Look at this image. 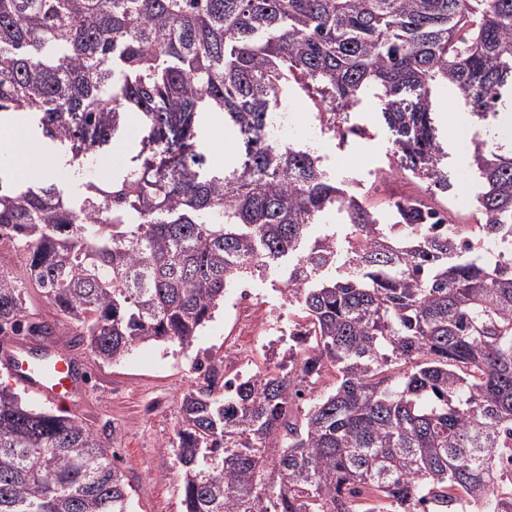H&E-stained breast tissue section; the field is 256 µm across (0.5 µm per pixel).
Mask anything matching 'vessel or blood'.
<instances>
[{
    "mask_svg": "<svg viewBox=\"0 0 512 512\" xmlns=\"http://www.w3.org/2000/svg\"><path fill=\"white\" fill-rule=\"evenodd\" d=\"M0 357L4 358L16 380L45 399L60 402L73 395L77 387L74 359L52 350L40 363L32 362L21 336L0 338Z\"/></svg>",
    "mask_w": 512,
    "mask_h": 512,
    "instance_id": "1",
    "label": "vessel or blood"
}]
</instances>
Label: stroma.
Here are the masks:
<instances>
[{
    "label": "stroma",
    "instance_id": "obj_1",
    "mask_svg": "<svg viewBox=\"0 0 512 512\" xmlns=\"http://www.w3.org/2000/svg\"><path fill=\"white\" fill-rule=\"evenodd\" d=\"M288 109L295 113L296 122L283 133V140L312 142L336 180L364 172L365 187L359 197L367 206L382 208L385 193L380 176L393 168L394 160L376 102L367 100L361 106L362 122L371 130L370 139H351L344 151L333 139L313 129L301 96H290ZM438 128L448 153L451 187L435 202L453 209L457 223H476V189L467 147L475 137L492 146L511 142L512 136L496 124L477 127L467 122L457 127L442 121ZM26 312L32 322L55 321L54 333L44 337V344L66 350L82 361L88 372L83 394L71 403L56 406L31 392L24 393V400L52 413L77 418L110 448L124 474L132 512H183L179 467L169 443L181 418L182 396L203 385L206 367L224 362V341L234 333L231 306L219 308L189 348L173 343L141 345L116 363L95 360L80 342L75 325L54 315L41 291L32 285L27 288Z\"/></svg>",
    "mask_w": 512,
    "mask_h": 512
}]
</instances>
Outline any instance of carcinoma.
<instances>
[{"label": "carcinoma", "instance_id": "carcinoma-1", "mask_svg": "<svg viewBox=\"0 0 512 512\" xmlns=\"http://www.w3.org/2000/svg\"><path fill=\"white\" fill-rule=\"evenodd\" d=\"M512 127V0H0V115L81 167L132 129L120 175L69 189L0 169V238L95 359L191 344L224 292L273 277L306 321L274 370L184 395L171 443L184 512H512V148L474 139L479 224L355 199L273 114L321 129L378 103L398 171L451 188L435 91ZM224 118L235 162L207 161ZM337 210L336 231L310 227ZM0 270V333L27 324ZM332 388L315 396L327 373ZM0 512H129L123 473L76 419L0 387Z\"/></svg>", "mask_w": 512, "mask_h": 512}]
</instances>
